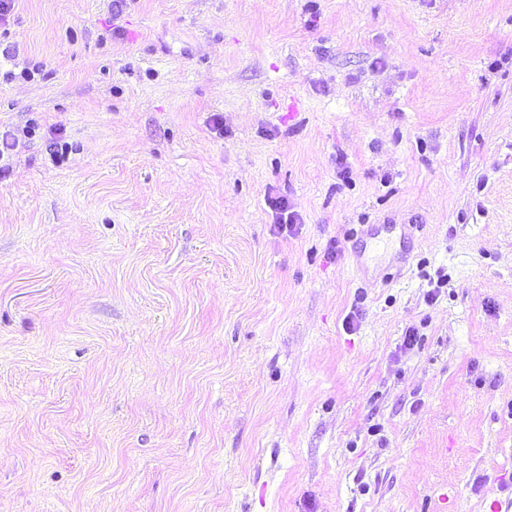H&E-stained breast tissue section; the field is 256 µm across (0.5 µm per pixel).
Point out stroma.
Returning <instances> with one entry per match:
<instances>
[{
	"mask_svg": "<svg viewBox=\"0 0 512 512\" xmlns=\"http://www.w3.org/2000/svg\"><path fill=\"white\" fill-rule=\"evenodd\" d=\"M4 132L0 512L512 504V0H16Z\"/></svg>",
	"mask_w": 512,
	"mask_h": 512,
	"instance_id": "stroma-1",
	"label": "stroma"
}]
</instances>
